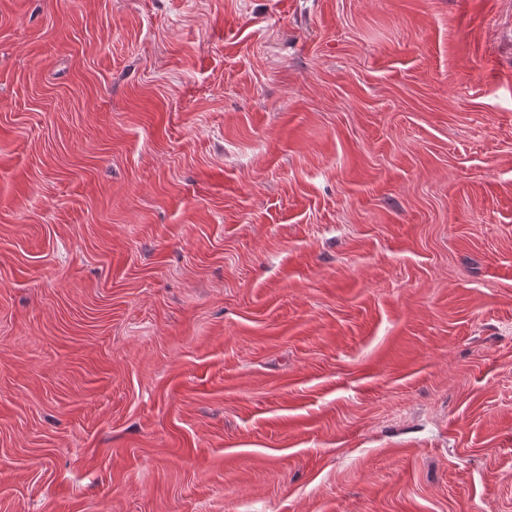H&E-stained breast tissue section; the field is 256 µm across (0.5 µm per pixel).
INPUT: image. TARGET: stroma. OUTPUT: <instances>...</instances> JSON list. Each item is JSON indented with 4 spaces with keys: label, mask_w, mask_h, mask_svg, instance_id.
Segmentation results:
<instances>
[{
    "label": "stroma",
    "mask_w": 512,
    "mask_h": 512,
    "mask_svg": "<svg viewBox=\"0 0 512 512\" xmlns=\"http://www.w3.org/2000/svg\"><path fill=\"white\" fill-rule=\"evenodd\" d=\"M0 512H512V0H0Z\"/></svg>",
    "instance_id": "35a3bbf8"
}]
</instances>
